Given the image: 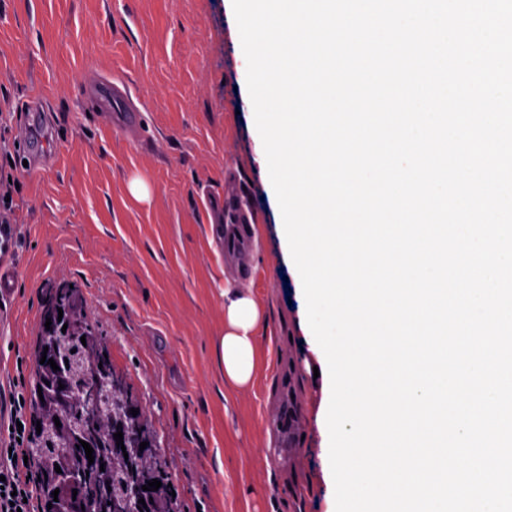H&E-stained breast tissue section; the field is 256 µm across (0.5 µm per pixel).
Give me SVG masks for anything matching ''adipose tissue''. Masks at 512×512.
<instances>
[{
    "label": "adipose tissue",
    "mask_w": 512,
    "mask_h": 512,
    "mask_svg": "<svg viewBox=\"0 0 512 512\" xmlns=\"http://www.w3.org/2000/svg\"><path fill=\"white\" fill-rule=\"evenodd\" d=\"M263 322V314L248 294L225 289L224 334L219 344V361L225 378L236 386H246L254 371L253 336Z\"/></svg>",
    "instance_id": "adipose-tissue-1"
}]
</instances>
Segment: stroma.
<instances>
[{
  "label": "stroma",
  "instance_id": "1",
  "mask_svg": "<svg viewBox=\"0 0 512 512\" xmlns=\"http://www.w3.org/2000/svg\"><path fill=\"white\" fill-rule=\"evenodd\" d=\"M246 69L232 0H0V217L16 229L0 432L11 396L30 393L46 299L71 286L156 436L179 512H333L317 343ZM94 77L128 86L138 142L86 97ZM136 177L147 199L131 195ZM231 188L249 198L256 247L228 259L206 200ZM227 285L265 316L241 388L216 353Z\"/></svg>",
  "mask_w": 512,
  "mask_h": 512
}]
</instances>
